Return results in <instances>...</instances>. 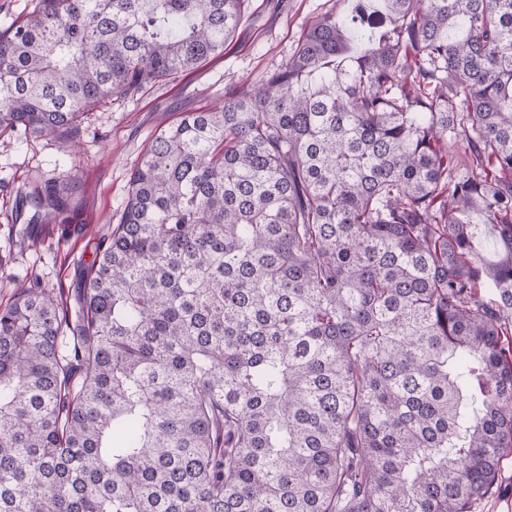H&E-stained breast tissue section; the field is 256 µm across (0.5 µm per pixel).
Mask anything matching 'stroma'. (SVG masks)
<instances>
[{
    "label": "stroma",
    "mask_w": 512,
    "mask_h": 512,
    "mask_svg": "<svg viewBox=\"0 0 512 512\" xmlns=\"http://www.w3.org/2000/svg\"><path fill=\"white\" fill-rule=\"evenodd\" d=\"M336 0H249L223 56L174 80L115 97L73 129L55 135L0 134V306L18 285L38 281L64 294L74 288L98 243L119 224L131 171L152 135L182 112L221 102L224 88L285 64L308 24L334 10ZM78 143L77 154L62 150ZM76 176L68 224H37L24 232L17 220L26 195L65 170Z\"/></svg>",
    "instance_id": "1"
}]
</instances>
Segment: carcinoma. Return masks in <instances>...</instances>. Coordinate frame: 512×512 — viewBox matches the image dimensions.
<instances>
[{"label":"carcinoma","instance_id":"obj_1","mask_svg":"<svg viewBox=\"0 0 512 512\" xmlns=\"http://www.w3.org/2000/svg\"><path fill=\"white\" fill-rule=\"evenodd\" d=\"M245 3L36 0L0 131L224 55ZM74 300L0 308V512H473L512 456V0H336L153 136Z\"/></svg>","mask_w":512,"mask_h":512}]
</instances>
